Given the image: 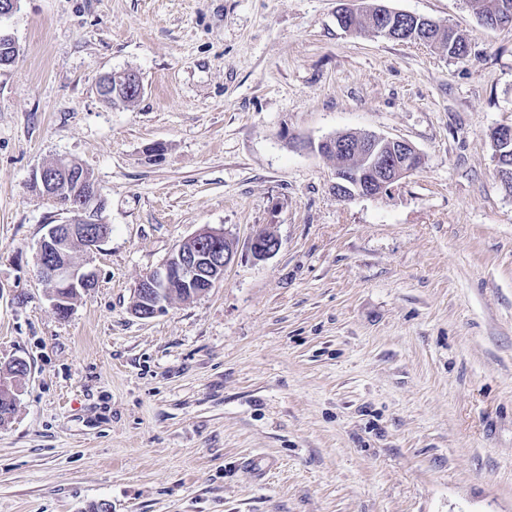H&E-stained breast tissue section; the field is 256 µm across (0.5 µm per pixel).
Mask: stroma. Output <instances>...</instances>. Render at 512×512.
Listing matches in <instances>:
<instances>
[{"label":"stroma","instance_id":"1","mask_svg":"<svg viewBox=\"0 0 512 512\" xmlns=\"http://www.w3.org/2000/svg\"><path fill=\"white\" fill-rule=\"evenodd\" d=\"M470 55L342 29L340 0H23L0 31V512H512V28L387 0ZM136 71L134 106L105 103ZM412 143L388 194L337 197L316 146ZM162 145L161 156L149 149ZM89 170L109 234L67 316L34 258L65 216L33 184ZM237 254L142 319L140 280L201 227ZM280 241L254 260L258 229ZM427 45L434 49L446 51L448 58L458 61L466 59L469 55V43L461 33L458 34V38L454 44L448 42L444 44L437 43L434 35H431L427 37Z\"/></svg>","mask_w":512,"mask_h":512}]
</instances>
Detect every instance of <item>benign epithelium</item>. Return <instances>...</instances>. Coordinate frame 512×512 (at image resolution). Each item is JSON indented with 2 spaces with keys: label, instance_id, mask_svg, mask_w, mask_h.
Returning <instances> with one entry per match:
<instances>
[{
  "label": "benign epithelium",
  "instance_id": "benign-epithelium-1",
  "mask_svg": "<svg viewBox=\"0 0 512 512\" xmlns=\"http://www.w3.org/2000/svg\"><path fill=\"white\" fill-rule=\"evenodd\" d=\"M379 18L383 19L373 35L385 34L390 38L410 36L423 39V31L436 29L453 38L456 30L430 18L415 16L418 27L401 30L395 21L402 20L404 12L381 4H372ZM365 145L363 166L349 169L338 165L335 169L334 189L336 196L350 199L355 196L376 197L386 194L402 179L418 167L420 154L407 140L373 134L360 136ZM320 154H343L349 150V141L338 136L326 138L318 143ZM43 195L53 202L66 199L60 211L68 218L49 226L42 237L36 254L38 277L51 289L53 307L60 312L70 309L72 296L90 290L94 286V273L85 264L73 260L72 250L79 244L91 254L98 249L106 237L100 219L103 197L89 171L70 163L67 158H57L45 164L33 177ZM280 248L278 238L265 230L256 232L249 242V250L256 260H265ZM236 244L223 230L203 227L186 238L179 247L156 269L147 274L138 284L135 296L145 301L144 309L138 311L140 318H152L162 312L170 301L169 288L178 285L187 289L192 297L203 291L197 289L202 283L214 287L224 278V270L235 259ZM16 373L0 374V395L15 400L16 378L27 372L22 360L13 361Z\"/></svg>",
  "mask_w": 512,
  "mask_h": 512
}]
</instances>
